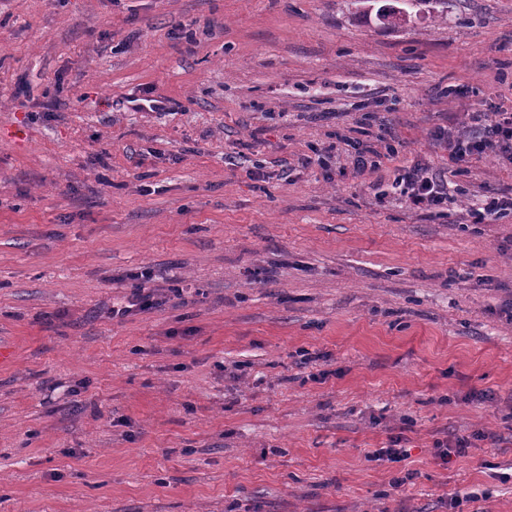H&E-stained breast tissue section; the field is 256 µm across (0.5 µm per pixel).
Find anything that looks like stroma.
<instances>
[{
    "mask_svg": "<svg viewBox=\"0 0 512 512\" xmlns=\"http://www.w3.org/2000/svg\"><path fill=\"white\" fill-rule=\"evenodd\" d=\"M509 103L512 0H0V512H512ZM463 130L447 132L449 158L455 164L465 162L475 153L493 150L512 164V106L500 105L497 112L476 108L466 112ZM392 186H403L401 194L413 209L431 211L448 202L447 180L420 167L408 169ZM132 288H130L129 296L126 303L120 306H112V318L119 321L125 320L134 310L146 311L154 306L153 296L155 288L149 287L151 280L148 274L140 275Z\"/></svg>",
    "mask_w": 512,
    "mask_h": 512,
    "instance_id": "35a3bbf8",
    "label": "stroma"
}]
</instances>
